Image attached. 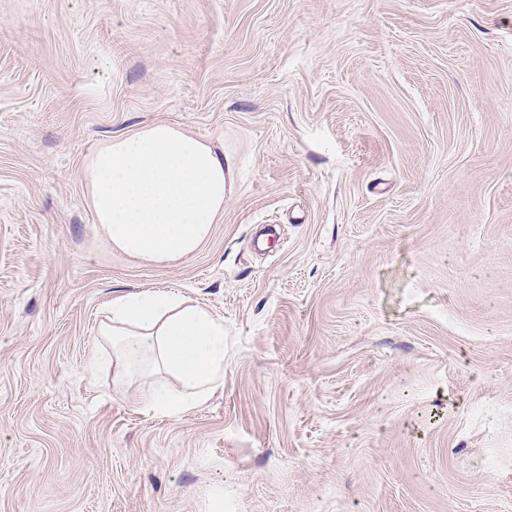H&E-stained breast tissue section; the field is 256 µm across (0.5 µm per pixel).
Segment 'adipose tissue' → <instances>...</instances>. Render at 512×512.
I'll use <instances>...</instances> for the list:
<instances>
[{"instance_id": "ef3b65f1", "label": "adipose tissue", "mask_w": 512, "mask_h": 512, "mask_svg": "<svg viewBox=\"0 0 512 512\" xmlns=\"http://www.w3.org/2000/svg\"><path fill=\"white\" fill-rule=\"evenodd\" d=\"M95 220L113 251L133 258L194 254L224 213V151L178 126L156 123L107 142L85 169ZM92 370L113 384L152 382L149 415L178 418L207 401L224 378V323L170 291L113 299L99 328Z\"/></svg>"}]
</instances>
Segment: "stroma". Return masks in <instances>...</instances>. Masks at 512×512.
<instances>
[{
  "instance_id": "obj_1",
  "label": "stroma",
  "mask_w": 512,
  "mask_h": 512,
  "mask_svg": "<svg viewBox=\"0 0 512 512\" xmlns=\"http://www.w3.org/2000/svg\"><path fill=\"white\" fill-rule=\"evenodd\" d=\"M160 122L231 171L169 261L84 179ZM153 290L224 321L177 419L85 369ZM0 512H512V0H0Z\"/></svg>"
}]
</instances>
